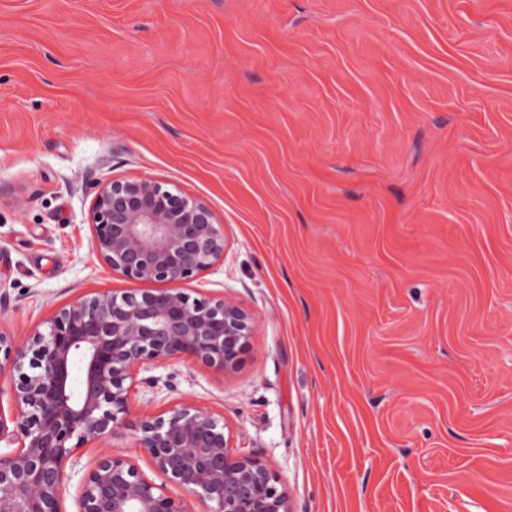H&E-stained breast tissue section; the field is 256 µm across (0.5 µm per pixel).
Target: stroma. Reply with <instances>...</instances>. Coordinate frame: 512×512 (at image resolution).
<instances>
[{"instance_id": "1", "label": "stroma", "mask_w": 512, "mask_h": 512, "mask_svg": "<svg viewBox=\"0 0 512 512\" xmlns=\"http://www.w3.org/2000/svg\"><path fill=\"white\" fill-rule=\"evenodd\" d=\"M207 202L184 289L251 316L232 371L155 368L101 450L191 397L294 512H512V0H0V331L143 292L91 253L98 182Z\"/></svg>"}]
</instances>
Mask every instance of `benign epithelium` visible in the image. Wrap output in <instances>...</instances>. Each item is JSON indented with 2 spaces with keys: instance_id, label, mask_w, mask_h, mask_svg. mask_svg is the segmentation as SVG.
<instances>
[{
  "instance_id": "1",
  "label": "benign epithelium",
  "mask_w": 512,
  "mask_h": 512,
  "mask_svg": "<svg viewBox=\"0 0 512 512\" xmlns=\"http://www.w3.org/2000/svg\"><path fill=\"white\" fill-rule=\"evenodd\" d=\"M92 252L111 271L159 287L78 296L28 335L0 331V374L15 375L0 405V512H65L77 450L127 421L140 371L174 359L235 368L250 347L247 312L229 298L191 297L179 284L224 258V231L202 200L148 177L99 185L89 212ZM153 468L207 505L205 512H294L262 460L232 450L224 425L192 399L134 423ZM76 512H188L127 456L102 452L82 475Z\"/></svg>"
}]
</instances>
